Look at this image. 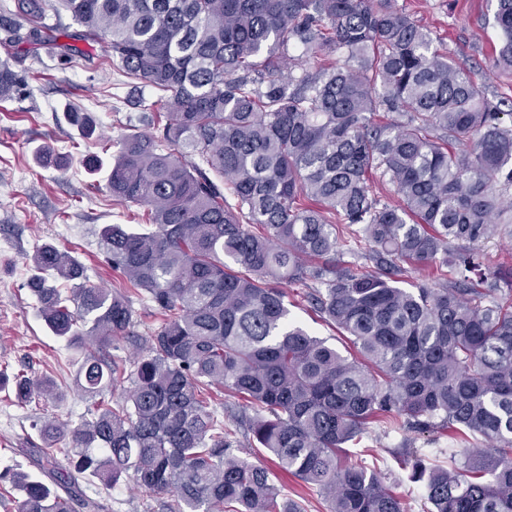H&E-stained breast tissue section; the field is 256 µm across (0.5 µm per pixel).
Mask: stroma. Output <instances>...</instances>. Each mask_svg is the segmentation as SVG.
I'll return each mask as SVG.
<instances>
[{
  "label": "stroma",
  "instance_id": "35a3bbf8",
  "mask_svg": "<svg viewBox=\"0 0 512 512\" xmlns=\"http://www.w3.org/2000/svg\"><path fill=\"white\" fill-rule=\"evenodd\" d=\"M397 5L427 30L450 60L473 73L485 98L493 103L512 100V73L495 66L501 39L494 21L496 0H397ZM78 47L80 56L66 64L46 47L0 42V63L9 64L28 83L22 99L0 101V370L51 379L60 395L44 405H21L11 390L0 391V512H16L20 493L12 487L10 474L39 471L33 447L41 442V419L76 423L89 405L76 382L82 350L46 328L26 286L33 273L32 256L38 245L53 244L87 267L91 283L112 287L117 275L104 260L99 230L105 224H137L142 215L141 208L113 200L108 169L92 174L85 168L86 155L101 153V140L114 142L132 132L138 111L126 100L107 45L82 41ZM73 104L95 118V138H82L69 123L66 111ZM44 145L69 155L68 166L36 163L34 152ZM477 252L489 283L506 288L499 271L512 266V236H493ZM306 292L305 286H288L291 320L347 351L349 343L341 333L311 311ZM462 442L455 433H423L375 422L359 447L367 452V464L403 498L408 512H426L423 489L398 465L396 451L409 449L426 464L444 465L449 449ZM238 455L266 467L281 494L304 501L306 512H327L318 489L280 470L266 451L242 447ZM79 486L104 504V512H163L161 496L143 492L128 480L109 487L83 477Z\"/></svg>",
  "mask_w": 512,
  "mask_h": 512
}]
</instances>
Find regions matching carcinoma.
Segmentation results:
<instances>
[{
	"label": "carcinoma",
	"mask_w": 512,
	"mask_h": 512,
	"mask_svg": "<svg viewBox=\"0 0 512 512\" xmlns=\"http://www.w3.org/2000/svg\"><path fill=\"white\" fill-rule=\"evenodd\" d=\"M50 8L82 27L55 38L107 43L136 104L152 110L139 96L148 86L163 111L112 155V197L145 221L101 230L124 284L90 283L53 244L34 253L27 288L41 319L95 349L78 373L90 418L44 423V477L12 476L18 512H102L78 490L84 473L107 486L128 478L170 498L168 512H303L266 468L233 454L214 388L241 401L250 447L316 486L329 512H407L375 469L341 460L368 424L399 418L473 440L446 467L403 458L430 512H512V288L505 301L476 288V248L512 224V126L472 74L395 0H10L0 14L27 31L2 18L0 30L38 41ZM494 19L495 65L512 71V0H497ZM25 91L0 63V100ZM381 111L396 120L376 123ZM69 120L95 134L82 110ZM374 170L395 202L371 190ZM340 225L365 235L375 270L336 262ZM451 241L467 249L450 256ZM400 261L449 267L454 280L402 288ZM61 280L74 283L66 295ZM309 282L315 312L360 358L290 321L283 286ZM132 290L161 316L146 336ZM121 340L135 347L130 371L109 354ZM8 385L23 403L54 397L45 378L0 374ZM66 435L71 447H55Z\"/></svg>",
	"instance_id": "obj_1"
}]
</instances>
